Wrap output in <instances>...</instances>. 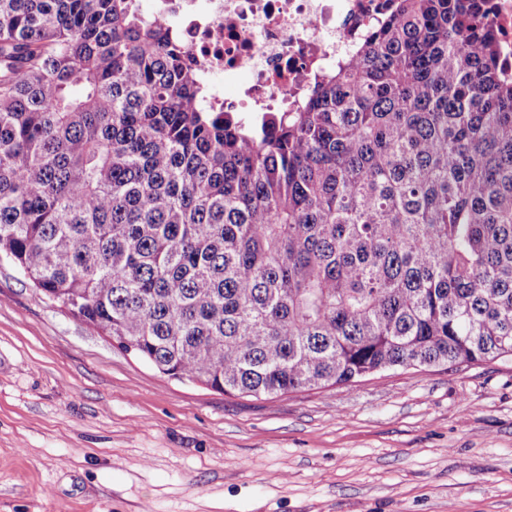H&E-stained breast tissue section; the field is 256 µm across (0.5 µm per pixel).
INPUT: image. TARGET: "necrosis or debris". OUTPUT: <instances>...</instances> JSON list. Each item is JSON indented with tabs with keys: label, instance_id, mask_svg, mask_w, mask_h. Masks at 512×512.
I'll use <instances>...</instances> for the list:
<instances>
[{
	"label": "necrosis or debris",
	"instance_id": "obj_1",
	"mask_svg": "<svg viewBox=\"0 0 512 512\" xmlns=\"http://www.w3.org/2000/svg\"><path fill=\"white\" fill-rule=\"evenodd\" d=\"M388 0H154L208 89L207 102L255 114L299 107L320 70L351 58ZM504 75H512V0H489Z\"/></svg>",
	"mask_w": 512,
	"mask_h": 512
}]
</instances>
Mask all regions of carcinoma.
<instances>
[{
  "label": "carcinoma",
  "instance_id": "cac0c4a2",
  "mask_svg": "<svg viewBox=\"0 0 512 512\" xmlns=\"http://www.w3.org/2000/svg\"><path fill=\"white\" fill-rule=\"evenodd\" d=\"M392 2L246 121L139 0H0V256L224 393L512 356V81L483 0Z\"/></svg>",
  "mask_w": 512,
  "mask_h": 512
}]
</instances>
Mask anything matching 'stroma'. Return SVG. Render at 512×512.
Listing matches in <instances>:
<instances>
[{
    "label": "stroma",
    "mask_w": 512,
    "mask_h": 512,
    "mask_svg": "<svg viewBox=\"0 0 512 512\" xmlns=\"http://www.w3.org/2000/svg\"><path fill=\"white\" fill-rule=\"evenodd\" d=\"M0 512H512V356L225 394L0 257Z\"/></svg>",
    "instance_id": "obj_1"
}]
</instances>
